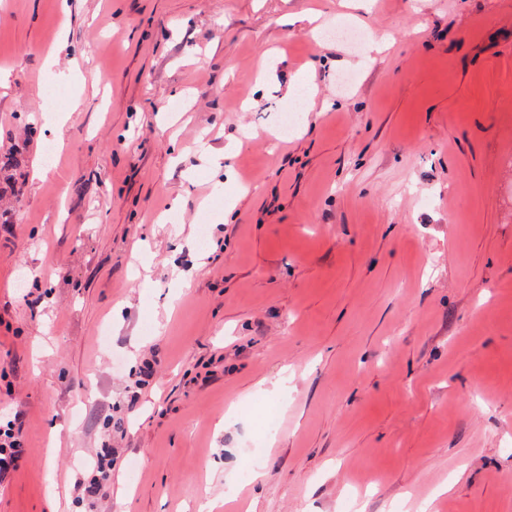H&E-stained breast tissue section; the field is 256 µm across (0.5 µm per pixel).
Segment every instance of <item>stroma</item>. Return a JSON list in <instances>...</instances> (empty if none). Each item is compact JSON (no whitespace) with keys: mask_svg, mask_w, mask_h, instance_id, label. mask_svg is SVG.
<instances>
[{"mask_svg":"<svg viewBox=\"0 0 512 512\" xmlns=\"http://www.w3.org/2000/svg\"><path fill=\"white\" fill-rule=\"evenodd\" d=\"M17 150L0 512H512V0H0ZM22 424L15 415L2 425L0 420V482L5 480L18 466L22 447ZM112 476V451L111 449L104 448L100 455H97V462L95 467V474L90 479L87 485H77L78 494L81 498H92L100 485L110 481Z\"/></svg>","mask_w":512,"mask_h":512,"instance_id":"35a3bbf8","label":"stroma"}]
</instances>
